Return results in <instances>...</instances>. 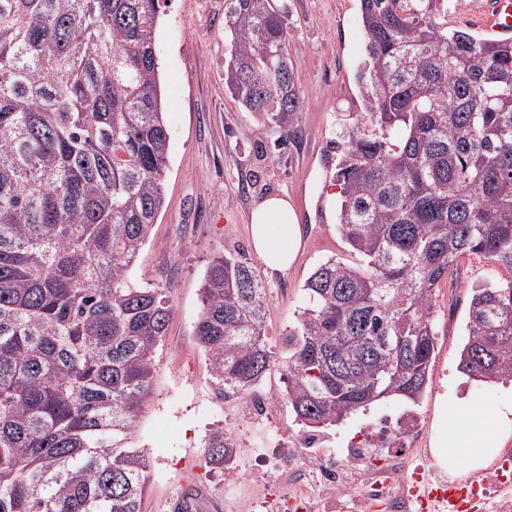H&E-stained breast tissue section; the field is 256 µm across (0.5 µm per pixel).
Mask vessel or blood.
Segmentation results:
<instances>
[{
  "label": "vessel or blood",
  "mask_w": 512,
  "mask_h": 512,
  "mask_svg": "<svg viewBox=\"0 0 512 512\" xmlns=\"http://www.w3.org/2000/svg\"><path fill=\"white\" fill-rule=\"evenodd\" d=\"M475 486L474 476L464 474L439 487L419 468L414 472L411 489L424 512H478Z\"/></svg>",
  "instance_id": "1"
}]
</instances>
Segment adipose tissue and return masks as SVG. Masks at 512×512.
<instances>
[{
	"label": "adipose tissue",
	"instance_id": "adipose-tissue-1",
	"mask_svg": "<svg viewBox=\"0 0 512 512\" xmlns=\"http://www.w3.org/2000/svg\"><path fill=\"white\" fill-rule=\"evenodd\" d=\"M301 226L287 198L264 199L251 214V238L258 257L270 270L291 265L301 242ZM431 445L442 449L449 473L483 466L512 438V407L486 411L466 398L441 396Z\"/></svg>",
	"mask_w": 512,
	"mask_h": 512
}]
</instances>
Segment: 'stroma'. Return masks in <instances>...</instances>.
Wrapping results in <instances>:
<instances>
[{
    "label": "stroma",
    "mask_w": 512,
    "mask_h": 512,
    "mask_svg": "<svg viewBox=\"0 0 512 512\" xmlns=\"http://www.w3.org/2000/svg\"><path fill=\"white\" fill-rule=\"evenodd\" d=\"M225 5L226 0H161L155 46L170 131L165 205L128 276L162 289L174 315L157 355L156 393L132 440L150 455L141 512H179L189 485L208 512H245L262 492L246 480L235 494H226L223 469L206 460L205 441L213 429L234 436L244 463L257 441L240 399L220 396L194 337L200 282L213 255L242 253L257 264L267 286L266 334L278 353L305 303L303 286L313 269L331 258L352 260L336 229L333 143L340 124L359 122L364 110L357 73L367 58V40L359 0H273L297 60L302 112L293 139L245 110L225 88ZM491 16L490 0H463L449 6L447 20L449 28L487 37ZM271 196L288 197L302 227L300 253L284 273L260 265L249 234L251 210ZM509 280L511 272L476 255L455 263L437 297L438 347L424 395L415 402L384 399L381 407L416 409L431 420L436 395L445 390L490 410L511 406L512 380L484 383L458 370L472 288Z\"/></svg>",
    "instance_id": "35a3bbf8"
}]
</instances>
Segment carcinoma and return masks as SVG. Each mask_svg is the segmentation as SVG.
I'll use <instances>...</instances> for the list:
<instances>
[{
  "label": "carcinoma",
  "instance_id": "1",
  "mask_svg": "<svg viewBox=\"0 0 512 512\" xmlns=\"http://www.w3.org/2000/svg\"><path fill=\"white\" fill-rule=\"evenodd\" d=\"M368 122L339 131L336 229L358 258L306 280L287 351L267 287L209 262L194 336L220 389L281 369L296 421L418 400L441 281L462 257L512 272V38L448 29V0H359ZM160 0H0V512H141L130 446L174 308L128 269L164 205L170 133L154 48ZM224 87L297 133L288 32L271 0H227ZM459 370L512 379V280L472 289ZM233 452L216 429L206 457Z\"/></svg>",
  "mask_w": 512,
  "mask_h": 512
}]
</instances>
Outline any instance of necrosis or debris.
I'll return each instance as SVG.
<instances>
[{"label": "necrosis or debris", "mask_w": 512, "mask_h": 512, "mask_svg": "<svg viewBox=\"0 0 512 512\" xmlns=\"http://www.w3.org/2000/svg\"><path fill=\"white\" fill-rule=\"evenodd\" d=\"M272 447L280 463L255 473L268 493L253 512H418L407 459L432 458L425 419L414 411L380 413L336 449L313 434L279 437Z\"/></svg>", "instance_id": "obj_1"}]
</instances>
